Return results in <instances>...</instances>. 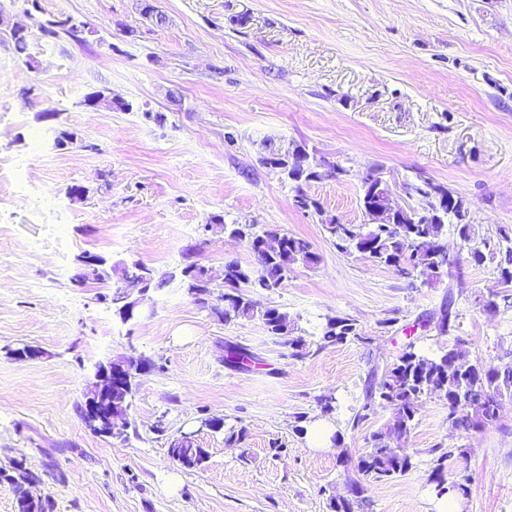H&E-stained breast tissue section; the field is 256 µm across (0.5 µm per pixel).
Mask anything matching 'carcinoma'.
Wrapping results in <instances>:
<instances>
[{
    "label": "carcinoma",
    "mask_w": 512,
    "mask_h": 512,
    "mask_svg": "<svg viewBox=\"0 0 512 512\" xmlns=\"http://www.w3.org/2000/svg\"><path fill=\"white\" fill-rule=\"evenodd\" d=\"M36 27V34L30 31L8 35L14 52L29 66L33 65L31 42L36 35L54 42L63 35L79 38V30L61 25L58 17L39 22ZM305 154V147L297 144L284 153L263 157L262 164L279 171L284 179L294 183L293 205L296 208L319 214V202L307 193L305 187L312 182L336 179L346 174V169L322 159L317 165L292 176L288 169L280 165L283 159L299 160ZM407 186L411 197L419 198L420 206L401 208L390 222L382 224L376 213L381 192L377 190L376 180H367L361 185L359 195L363 223L344 224L334 217H328L322 220L325 231L338 248L349 253H360L373 262L395 266L402 271L427 272L437 268L439 275L450 276L465 262L481 265L490 260L495 263V286L482 296V311L495 315L502 308H512V234L501 229L495 236H477L473 224L469 222L466 201L442 183L423 179L409 182ZM450 229L460 240L466 257L458 256L447 264L443 250L448 248ZM231 235L247 242L255 262L243 265L230 261L224 264L220 273L190 263L181 271L183 287L204 308L213 299L220 302L221 306H215L213 310L226 323L261 316L270 333L288 337L293 356H302L305 340L293 336L294 319L277 308L257 313L253 301L241 288L274 291L283 286L293 266L302 264L311 267L318 263L319 257L305 239L289 236L276 229L257 233L251 224H238L231 230ZM218 288L224 289V292L215 294ZM457 317L458 311L450 299L443 301L426 321L435 324L439 333L443 334L449 331L451 322ZM351 337L365 341L348 319L332 317L323 327L321 346L342 344ZM254 359V354L245 348L229 346L226 349L225 362L231 365L244 367ZM464 384L469 388L468 404L464 411L459 412L454 407V395ZM507 392L512 393V360L498 365L473 360L460 339L435 357L419 353L415 350V343L408 342L406 350L386 367L381 377L371 381L353 423L359 424L379 406L388 408L396 403L399 409L370 435V448L355 466L354 475L348 477L354 497L328 498L329 512H368V485L403 476L413 468V456L396 442L410 434L423 399L446 397L448 416L455 417L457 434L463 436L495 424L499 420L502 397ZM432 452L435 457L429 481L436 484L438 494L442 496L447 493L453 497L467 495V484L449 482L444 476L445 462L461 455V448H434ZM167 453L188 470L202 469L207 460L206 450L194 444L190 438L170 444ZM8 468L9 485L15 494H23L38 481V476L27 468L23 460L8 462ZM16 507L17 512H53L54 505L47 499L34 496L24 500L16 498Z\"/></svg>",
    "instance_id": "obj_1"
}]
</instances>
